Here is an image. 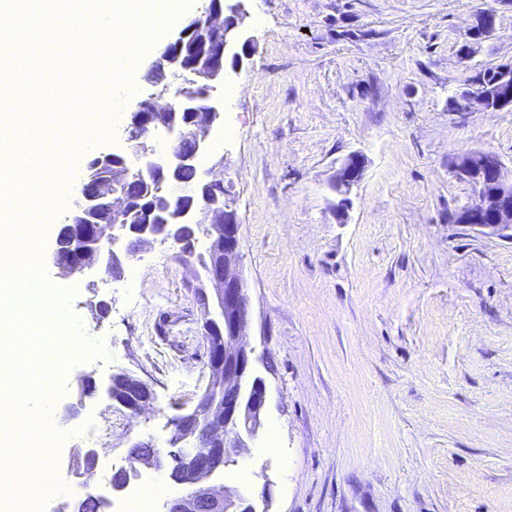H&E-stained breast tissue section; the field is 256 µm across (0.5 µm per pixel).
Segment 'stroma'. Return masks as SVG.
Here are the masks:
<instances>
[{
  "instance_id": "obj_1",
  "label": "stroma",
  "mask_w": 512,
  "mask_h": 512,
  "mask_svg": "<svg viewBox=\"0 0 512 512\" xmlns=\"http://www.w3.org/2000/svg\"><path fill=\"white\" fill-rule=\"evenodd\" d=\"M255 52L226 86L220 165L242 224V275L254 318L246 338L268 350V401L258 436L223 486L269 488L272 512H512V240L456 223L473 197L454 164L490 151L512 170V107L454 110L467 79L512 62V0H247ZM494 32L469 46L477 11ZM158 46L130 72L122 105L108 97L110 140L72 159L62 204L39 233L48 280L70 291L85 341L112 358L77 356L51 407L66 447L55 459L49 507L78 499L67 474L91 420L109 425L97 463L106 491L131 443L165 445L170 420L209 382L195 272L156 243L128 276L59 275L51 262L88 161L126 150L125 128ZM366 168L345 219L331 182L345 159ZM126 372L156 402L133 418L84 401L86 376ZM80 410L72 417L63 410ZM275 444L276 453L266 450ZM249 473L240 483V470Z\"/></svg>"
}]
</instances>
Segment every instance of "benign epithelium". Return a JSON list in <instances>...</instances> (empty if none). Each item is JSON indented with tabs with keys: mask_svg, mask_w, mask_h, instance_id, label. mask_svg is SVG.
<instances>
[{
	"mask_svg": "<svg viewBox=\"0 0 512 512\" xmlns=\"http://www.w3.org/2000/svg\"><path fill=\"white\" fill-rule=\"evenodd\" d=\"M248 17L244 0H217L206 18L194 15L182 21L147 74L193 78L210 87L224 83L228 73L239 70L243 58L253 51ZM494 29V15L479 11L468 37L472 39L480 31L485 39ZM189 36H219L223 47L192 70L181 55L182 42ZM497 91L498 83L487 81L481 73L472 76L465 93L466 107L500 109L503 96ZM221 118L222 108L215 99L200 107L180 86L174 89L167 84L159 93L138 101L126 127V153L110 155L112 169L101 168L84 179L81 197L57 236L66 246L52 254L53 264L65 274L83 275L96 269L115 279L144 247L158 242L192 247L196 230L205 227L209 247L199 293L209 383L193 409L172 419V450L165 452L150 439L132 443L125 464L114 471L122 481L110 482L112 490L121 492L143 468L166 473L183 490L165 499L160 512H269L267 494L256 499L217 485L224 471L238 464L255 439L267 403L266 383L259 370L266 361L244 341L252 307L240 273L243 254L238 213L227 197L224 178L212 169L202 172L198 167L209 134ZM176 128L191 148L177 154L156 150L157 133ZM132 156L146 159L147 179H142ZM364 168V158L353 154L336 172L332 189L344 196L336 209L340 220L347 203L345 195L360 181ZM455 170L473 189L472 201L456 222L512 239V180L506 178L499 157L487 151L465 153L457 159ZM129 179L144 180L148 206L147 219L141 224L128 222L129 200L118 189L120 182ZM103 205L112 211L110 225L97 223L95 212ZM86 389L91 395L103 392L132 417L141 415L156 399L149 383L125 373L113 374L101 385L90 378ZM97 462V452L86 450L83 466L74 472L80 487L94 482Z\"/></svg>",
	"mask_w": 512,
	"mask_h": 512,
	"instance_id": "obj_1",
	"label": "benign epithelium"
}]
</instances>
